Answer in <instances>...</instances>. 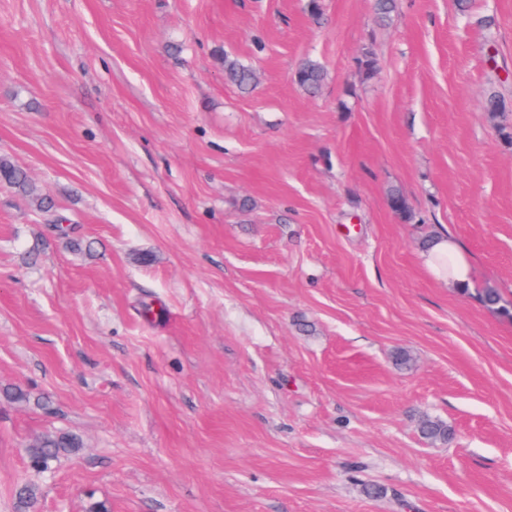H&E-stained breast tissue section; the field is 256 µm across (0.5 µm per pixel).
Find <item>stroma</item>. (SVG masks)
Wrapping results in <instances>:
<instances>
[{"instance_id":"obj_1","label":"stroma","mask_w":512,"mask_h":512,"mask_svg":"<svg viewBox=\"0 0 512 512\" xmlns=\"http://www.w3.org/2000/svg\"><path fill=\"white\" fill-rule=\"evenodd\" d=\"M307 3L0 0V156L70 227L0 184V512L59 429L35 512H512V0ZM224 77L244 91L249 90L258 80L254 69L228 56H224ZM294 77L300 87L309 92H315L322 86L324 70L316 61L305 60L296 69ZM420 259L434 279L447 282L460 291L471 287V263L450 235L435 236L430 246L421 252ZM419 433L424 439L432 443H448L451 438V429L442 420L423 417L418 424ZM81 445L80 438L68 431L60 430L44 434L35 439L28 448L35 464L33 468L35 471L44 472L49 469L51 463L53 464L60 458L73 453L77 448H81ZM44 462H47L46 467H37V465Z\"/></svg>"}]
</instances>
